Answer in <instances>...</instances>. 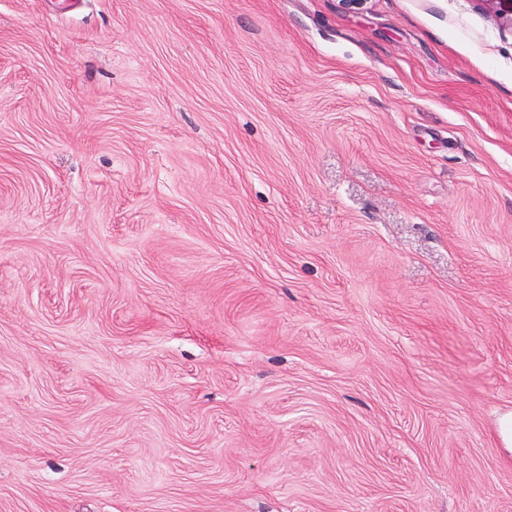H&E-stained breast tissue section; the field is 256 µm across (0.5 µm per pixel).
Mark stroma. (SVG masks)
Wrapping results in <instances>:
<instances>
[{
	"instance_id": "35a3bbf8",
	"label": "stroma",
	"mask_w": 512,
	"mask_h": 512,
	"mask_svg": "<svg viewBox=\"0 0 512 512\" xmlns=\"http://www.w3.org/2000/svg\"><path fill=\"white\" fill-rule=\"evenodd\" d=\"M512 22L478 0H0V512H512Z\"/></svg>"
}]
</instances>
